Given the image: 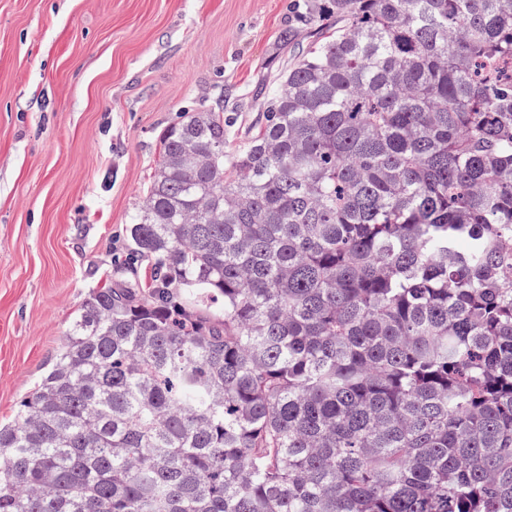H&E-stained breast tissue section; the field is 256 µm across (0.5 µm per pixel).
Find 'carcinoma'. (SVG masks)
I'll return each instance as SVG.
<instances>
[{
  "label": "carcinoma",
  "instance_id": "obj_1",
  "mask_svg": "<svg viewBox=\"0 0 512 512\" xmlns=\"http://www.w3.org/2000/svg\"><path fill=\"white\" fill-rule=\"evenodd\" d=\"M224 155L169 126L134 277L0 423V512H512V0H305Z\"/></svg>",
  "mask_w": 512,
  "mask_h": 512
}]
</instances>
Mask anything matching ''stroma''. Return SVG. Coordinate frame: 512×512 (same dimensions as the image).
<instances>
[{
  "mask_svg": "<svg viewBox=\"0 0 512 512\" xmlns=\"http://www.w3.org/2000/svg\"><path fill=\"white\" fill-rule=\"evenodd\" d=\"M302 0H0V421L62 348L91 289L122 277L127 224L165 129L224 106L243 150L299 50Z\"/></svg>",
  "mask_w": 512,
  "mask_h": 512,
  "instance_id": "35a3bbf8",
  "label": "stroma"
}]
</instances>
